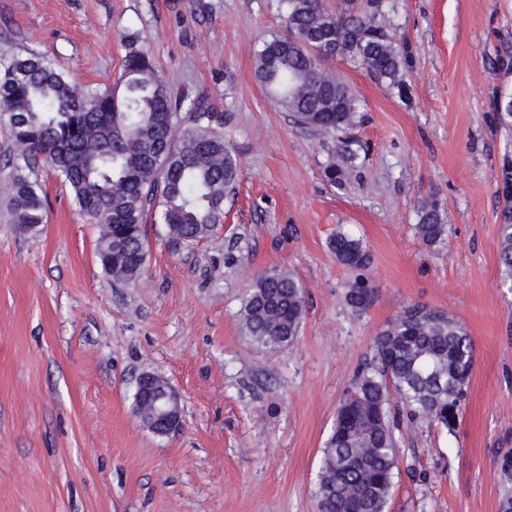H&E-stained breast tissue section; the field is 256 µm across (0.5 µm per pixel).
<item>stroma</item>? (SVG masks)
Masks as SVG:
<instances>
[{"instance_id":"1","label":"stroma","mask_w":512,"mask_h":512,"mask_svg":"<svg viewBox=\"0 0 512 512\" xmlns=\"http://www.w3.org/2000/svg\"><path fill=\"white\" fill-rule=\"evenodd\" d=\"M410 53L401 87L327 62L361 100L344 139L296 126L254 74L284 33L282 0H0V49H32L78 86H111L125 35L178 95L222 110L240 160L224 226L171 251L149 227L144 272L115 282L99 227L53 170L47 221L11 224L0 197V512H316L322 450L372 342L408 305L450 312L475 365L455 433L400 418V472L386 512H499L512 452V270L501 263L512 204V0H387ZM357 153L326 176L340 141ZM438 201L448 232L415 227ZM360 239L375 295L345 300L354 272L329 241ZM270 268L307 291L292 346L245 335L246 289ZM180 394L166 435L134 413L139 376ZM418 224L416 234L427 243L439 241L447 231V224H444L441 208L437 201H423L418 206Z\"/></svg>"}]
</instances>
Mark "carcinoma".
<instances>
[{
	"mask_svg": "<svg viewBox=\"0 0 512 512\" xmlns=\"http://www.w3.org/2000/svg\"><path fill=\"white\" fill-rule=\"evenodd\" d=\"M283 3L287 33L263 41L255 77L298 127L335 135L357 125L358 97L348 85L323 79L326 62L336 57L381 84L401 86L408 59L395 43L385 0H340L334 11L324 0ZM0 111L8 116L12 143L0 188L12 223L24 232L44 223L38 170L52 167L79 210L100 225L97 254L112 278L134 284L141 277L151 212L174 250L223 224L224 200L234 192L239 169L224 139V113L173 96L146 48L128 45L113 87L83 91L44 55L0 49ZM417 216L423 241L435 243L447 231L438 202H422ZM330 246L348 269L371 262L362 243L344 232ZM500 259L512 268V224L503 225ZM371 295L369 285L356 282L346 298L362 310ZM304 314L302 285L281 270L257 275L241 310L245 335L269 350L293 343ZM372 349L323 450L319 512H384L399 469L391 394L431 425L452 433L459 423L474 343L451 314L410 305L375 336ZM134 410L150 431L163 430L153 404L136 401Z\"/></svg>",
	"mask_w": 512,
	"mask_h": 512,
	"instance_id": "cac0c4a2",
	"label": "carcinoma"
}]
</instances>
